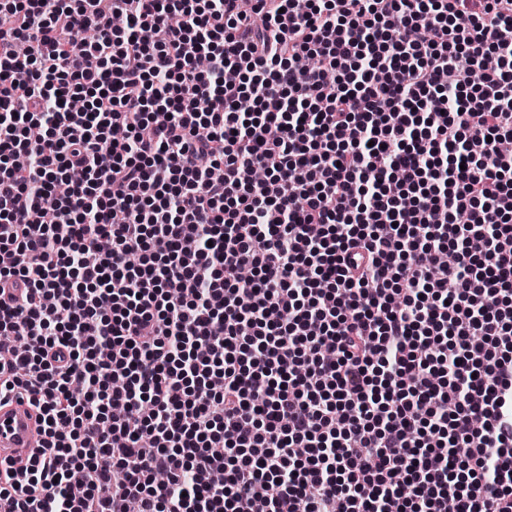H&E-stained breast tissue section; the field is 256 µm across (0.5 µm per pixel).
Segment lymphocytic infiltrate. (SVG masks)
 Instances as JSON below:
<instances>
[{
  "label": "lymphocytic infiltrate",
  "instance_id": "f902f5d3",
  "mask_svg": "<svg viewBox=\"0 0 512 512\" xmlns=\"http://www.w3.org/2000/svg\"><path fill=\"white\" fill-rule=\"evenodd\" d=\"M506 140L512 0H0L8 512H512ZM42 440V425L29 401L11 398L0 402V464L7 461L14 469L26 465Z\"/></svg>",
  "mask_w": 512,
  "mask_h": 512
}]
</instances>
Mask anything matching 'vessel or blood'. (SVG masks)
Segmentation results:
<instances>
[{
  "label": "vessel or blood",
  "instance_id": "1",
  "mask_svg": "<svg viewBox=\"0 0 512 512\" xmlns=\"http://www.w3.org/2000/svg\"><path fill=\"white\" fill-rule=\"evenodd\" d=\"M42 440V425L28 400L0 403V462L13 468L26 465Z\"/></svg>",
  "mask_w": 512,
  "mask_h": 512
}]
</instances>
